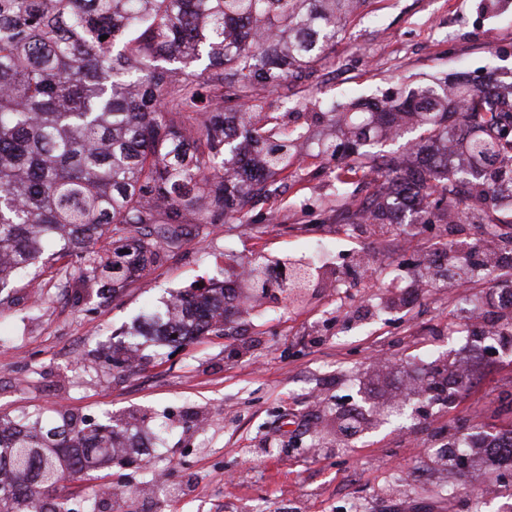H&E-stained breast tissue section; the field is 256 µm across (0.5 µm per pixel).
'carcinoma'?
Instances as JSON below:
<instances>
[{"mask_svg": "<svg viewBox=\"0 0 512 512\" xmlns=\"http://www.w3.org/2000/svg\"><path fill=\"white\" fill-rule=\"evenodd\" d=\"M366 0H0V292L38 264L73 259L103 293L160 265L187 224L246 222L244 204L288 170L257 90L300 78ZM107 39L100 40L101 36ZM318 153L380 173L353 221L415 216L492 224L512 213V80L465 71L327 113ZM405 133L406 152L375 147ZM466 166L448 168V148ZM263 288L271 267L249 263ZM224 283L149 312L133 336L181 346L224 335ZM112 418H0V512H72L57 473L112 461Z\"/></svg>", "mask_w": 512, "mask_h": 512, "instance_id": "carcinoma-1", "label": "carcinoma"}]
</instances>
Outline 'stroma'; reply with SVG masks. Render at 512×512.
Segmentation results:
<instances>
[{
  "label": "stroma",
  "instance_id": "35a3bbf8",
  "mask_svg": "<svg viewBox=\"0 0 512 512\" xmlns=\"http://www.w3.org/2000/svg\"><path fill=\"white\" fill-rule=\"evenodd\" d=\"M512 76V0H367L307 78L260 98L294 157L274 193L255 198L249 223L188 227L180 249L116 293L63 288L56 268L8 290L0 313V415L112 413L126 437L148 443L137 465L67 477L91 497L103 482L123 512H512V472L440 466L430 456L464 431H512V349L464 330L453 292L431 288L425 260L438 244L486 236L485 224H354L336 207L341 164L319 155L326 104L402 91L457 68ZM315 278L300 301L278 292L228 305L225 333L170 348L147 343L116 368L101 357L114 335L181 292L222 280L241 287V263L308 257ZM483 352L447 401L416 418L387 413L398 392L464 349ZM365 429L337 435L336 419ZM164 474L165 495L152 493ZM494 489L476 499L475 484Z\"/></svg>",
  "mask_w": 512,
  "mask_h": 512
}]
</instances>
